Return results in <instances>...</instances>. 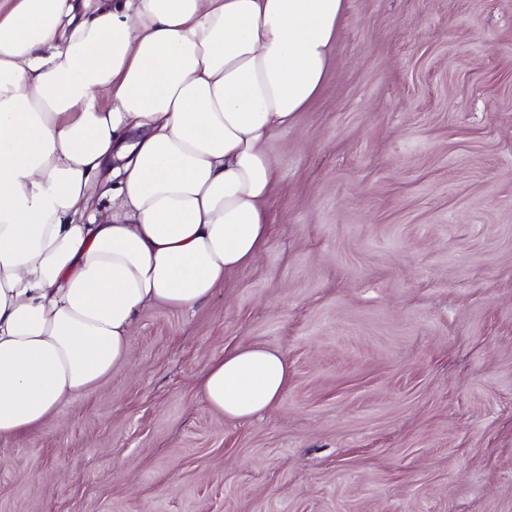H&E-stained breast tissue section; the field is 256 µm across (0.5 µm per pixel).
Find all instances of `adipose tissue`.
<instances>
[{
    "instance_id": "1",
    "label": "adipose tissue",
    "mask_w": 512,
    "mask_h": 512,
    "mask_svg": "<svg viewBox=\"0 0 512 512\" xmlns=\"http://www.w3.org/2000/svg\"><path fill=\"white\" fill-rule=\"evenodd\" d=\"M345 0H0V437L99 387L141 311L191 310L268 241V142L320 93ZM112 207L94 204L101 179ZM290 381L197 380L246 420Z\"/></svg>"
}]
</instances>
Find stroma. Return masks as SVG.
Returning <instances> with one entry per match:
<instances>
[{
    "instance_id": "35a3bbf8",
    "label": "stroma",
    "mask_w": 512,
    "mask_h": 512,
    "mask_svg": "<svg viewBox=\"0 0 512 512\" xmlns=\"http://www.w3.org/2000/svg\"><path fill=\"white\" fill-rule=\"evenodd\" d=\"M255 263L0 439V512H512V0H346ZM291 367L251 420L197 377ZM290 381L288 359L276 349L240 345L225 351L198 377L200 400L224 417L246 420L271 408Z\"/></svg>"
}]
</instances>
